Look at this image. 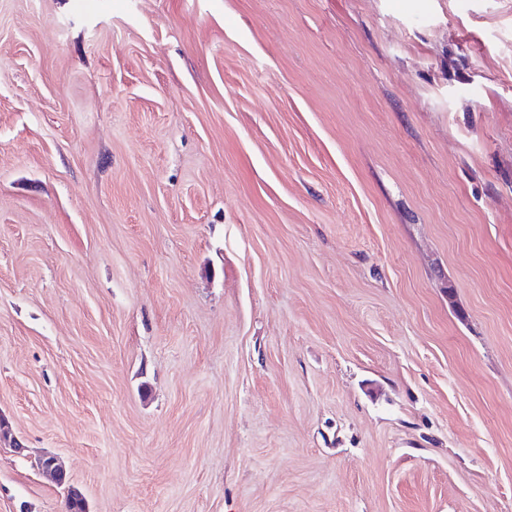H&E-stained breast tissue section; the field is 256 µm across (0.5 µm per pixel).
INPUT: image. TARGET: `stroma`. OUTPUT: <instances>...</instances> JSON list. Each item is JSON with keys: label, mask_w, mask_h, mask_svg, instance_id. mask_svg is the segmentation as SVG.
I'll use <instances>...</instances> for the list:
<instances>
[{"label": "stroma", "mask_w": 512, "mask_h": 512, "mask_svg": "<svg viewBox=\"0 0 512 512\" xmlns=\"http://www.w3.org/2000/svg\"><path fill=\"white\" fill-rule=\"evenodd\" d=\"M0 512H512V0H0ZM37 468L43 474L51 477L57 485L61 486L66 484L67 496L75 506V509L82 510L83 512H89L88 503L85 497L79 490L69 485V479L54 455H41L37 461Z\"/></svg>", "instance_id": "stroma-1"}]
</instances>
